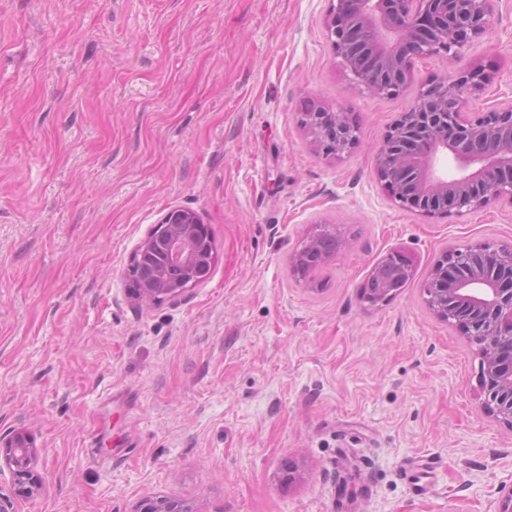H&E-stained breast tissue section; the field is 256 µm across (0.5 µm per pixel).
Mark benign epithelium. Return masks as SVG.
<instances>
[{"instance_id":"obj_1","label":"benign epithelium","mask_w":512,"mask_h":512,"mask_svg":"<svg viewBox=\"0 0 512 512\" xmlns=\"http://www.w3.org/2000/svg\"><path fill=\"white\" fill-rule=\"evenodd\" d=\"M329 38L336 57L361 90L395 97L407 88L413 59L456 58L488 31L497 0H331ZM491 83L480 69L457 80L421 87L409 109L374 153L376 172L398 206L426 217L463 216L499 202L512 205V91L499 107L470 118L465 101ZM302 126L326 154L341 156L359 140L348 113L311 109ZM161 257L143 281L128 289L137 305H157L204 280L214 248L207 225L196 214L170 210L161 229L151 230L132 255ZM414 275L413 260L390 254L371 269L364 299L372 304L398 295ZM424 288L441 320L456 324L481 345L480 384L486 405L512 426V247L479 243L445 253L431 268ZM39 450L31 437L0 436V470L12 474L0 484V512H18L21 499L42 487ZM138 512H187L180 503L147 499Z\"/></svg>"}]
</instances>
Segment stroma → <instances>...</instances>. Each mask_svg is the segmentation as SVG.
<instances>
[{
	"label": "stroma",
	"mask_w": 512,
	"mask_h": 512,
	"mask_svg": "<svg viewBox=\"0 0 512 512\" xmlns=\"http://www.w3.org/2000/svg\"><path fill=\"white\" fill-rule=\"evenodd\" d=\"M330 0H0V434H29L42 490L19 512H497L512 426L484 405L479 346L423 283L447 251L512 243V205L427 218L395 206L374 151L420 84L469 67L512 87V0L461 60L361 92ZM343 109L323 154L300 122ZM173 208L216 261L176 299L129 302L131 256ZM342 246L300 273L316 233ZM415 274L362 289L383 257ZM434 461L422 491L410 467ZM296 478L285 481L284 464ZM301 115L302 126L326 155L341 156L359 140V129L347 112L311 109ZM414 275L413 260L403 254H390L371 269L364 299L372 304L388 301L398 295Z\"/></svg>",
	"instance_id": "1"
}]
</instances>
